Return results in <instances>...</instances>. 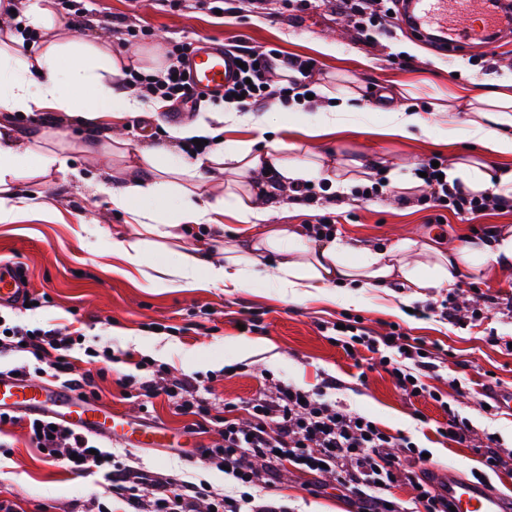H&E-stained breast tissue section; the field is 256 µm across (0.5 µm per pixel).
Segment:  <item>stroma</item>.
<instances>
[{
  "label": "stroma",
  "mask_w": 512,
  "mask_h": 512,
  "mask_svg": "<svg viewBox=\"0 0 512 512\" xmlns=\"http://www.w3.org/2000/svg\"><path fill=\"white\" fill-rule=\"evenodd\" d=\"M210 0H82L88 18L79 30L70 17L57 12L60 37L88 41L108 39L113 50L137 56L148 49L166 50L174 41L210 40L227 47L246 45L279 56L313 59L311 79L319 86L350 89L360 95L358 111L344 119V128L321 142L308 145L325 166L342 175L360 173L362 185L344 198L330 193L325 178H317V195L310 213L289 192L272 196L274 224L311 228L329 224L342 243L353 248L397 246L411 239L431 243L442 253L465 245L491 242L503 227L512 226V210L489 205L484 216L466 215L438 206L418 189L403 190L415 181L419 164L431 156L475 153L488 165L512 167V157L497 156L467 142H449V115L435 109L437 93L452 86L483 89L512 75V45L491 53L446 57L420 43L404 29L386 27L373 40H364L341 12L337 0H311L307 9H289L288 0H227L223 14L209 9ZM128 17L145 31L126 40L110 24ZM329 44L322 53L320 44ZM330 99L321 97L291 113L277 102L253 110V124L225 129L227 141L253 140L259 134L294 140L300 127L316 123ZM399 105L418 112L427 130L401 140L374 135L387 121L386 111ZM50 121L37 112H12L6 120L15 137L30 145L41 137L46 156L34 160L15 181L17 191L34 203L56 210L51 220L30 217L0 223V262H21L31 283L36 310L0 307V316L31 327L68 326L97 337L111 347L115 362L92 364L98 372V401L122 414H146L149 422L185 432L188 418L176 415L166 397L154 399L150 412L125 399L118 384L126 375L142 377L138 364L153 361L163 371L194 374L207 389L214 410L225 403L242 404L274 391L285 382L303 390L321 389L335 379L332 397L351 412L368 417L385 433L406 437L427 449L430 465L450 469L468 479H480L492 491L512 496V414L494 406L492 392L512 387V268L487 261L476 271L462 270L453 287L422 290L409 297L395 286L361 289L358 302H349L345 288L325 294L282 295L273 281L227 291L221 288L151 287L154 267L175 260L177 252L192 250L222 256L226 241L247 234L246 225L225 216L220 228H198L181 241L169 240L164 251L148 250L142 270L132 275L117 271L109 252L113 238L129 234L128 215L110 216L103 199L83 183L48 164L64 156L83 176L107 171L112 184H121L129 160L112 150L113 140L128 151L150 139L154 146L173 149L164 112L128 117L121 128L106 129L51 111ZM95 139L97 154L80 149ZM366 164L356 171L354 161ZM379 183L384 195L364 198L363 186ZM454 307L447 317L444 306ZM253 318L254 331L239 329L241 319ZM357 320L372 335L382 336L399 326L408 336L432 349L434 359L426 383L433 397H406L380 364L377 354L361 351L351 359L333 344L339 320ZM469 421L470 438L458 444L439 436L437 426L450 418ZM196 454L184 449L132 448L108 443L119 464L164 475H177L208 487L211 494L231 488L223 469L200 451L221 444L220 427L209 424L193 437ZM498 448L505 464L497 470L482 465L487 447ZM264 499L287 505L289 512H354L349 494L334 481L312 475L283 474ZM13 512H125L124 499L112 493L103 474L71 471L65 460L49 459L30 442L24 424L0 426V502Z\"/></svg>",
  "instance_id": "35a3bbf8"
}]
</instances>
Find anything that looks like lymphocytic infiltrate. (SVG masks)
I'll return each instance as SVG.
<instances>
[{"mask_svg": "<svg viewBox=\"0 0 512 512\" xmlns=\"http://www.w3.org/2000/svg\"><path fill=\"white\" fill-rule=\"evenodd\" d=\"M363 39H372L374 31L385 28L395 19L396 0H341ZM195 45L174 42L166 52L167 65L154 73H134L125 86L140 97H162L166 102H184L192 93L185 73ZM238 58L244 68L236 80L225 87L224 101L235 102L247 111L255 104L287 100L291 89L277 80L274 53L242 49ZM431 198L440 206L471 218L482 216L486 194L470 192L462 184H448L447 163L420 165ZM342 350L362 347L383 352L398 387L406 396L425 393L419 381L426 370L423 343L410 340L400 330L384 336H372L346 324L336 335ZM79 340L73 333L58 329H30L22 325L0 323V353L25 352L47 365L52 377L63 379L83 395H95L97 384L91 372L76 373L73 351ZM121 387L130 388L138 396L153 399L164 395L176 403L180 415L221 424L224 442L209 449V459L220 460L228 474L240 486V495L206 494L196 484L175 477H159L153 472L132 471L112 464V454H93L94 443L87 435L66 426H53L42 420L40 428L30 431V439L44 454L63 457L77 472L96 468L104 471L112 486L124 497L131 512H286L284 506L255 503L256 492L264 491L279 479L283 468L291 466L311 475H326L352 493L359 501V512H397L390 507L388 491L401 482L415 492L423 512H448L447 502L432 485L416 473L423 460L422 452L406 438H395L372 427L369 419H358L329 397L336 386L327 381L325 390L309 393L290 384H279L274 396H260L248 404V421H241L234 405L224 407L221 415H213L207 399L200 397V382L191 375L173 376L159 382L144 377L124 376Z\"/></svg>", "mask_w": 512, "mask_h": 512, "instance_id": "lymphocytic-infiltrate-1", "label": "lymphocytic infiltrate"}]
</instances>
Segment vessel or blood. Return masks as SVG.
Returning <instances> with one entry per match:
<instances>
[{
    "instance_id": "obj_1",
    "label": "vessel or blood",
    "mask_w": 512,
    "mask_h": 512,
    "mask_svg": "<svg viewBox=\"0 0 512 512\" xmlns=\"http://www.w3.org/2000/svg\"><path fill=\"white\" fill-rule=\"evenodd\" d=\"M398 22L435 51L448 56L512 40V27L504 25L498 0H398ZM233 55L215 43L201 45L190 58L191 84L208 94L222 93L235 72ZM19 264L0 263V305L22 304L29 294ZM0 410L50 417L87 434L141 448L162 446L160 430H138L119 413L106 414L96 402L52 381L0 375ZM437 492L455 512H512V501L454 471L433 469Z\"/></svg>"
}]
</instances>
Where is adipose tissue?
Returning <instances> with one entry per match:
<instances>
[{
    "instance_id": "adipose-tissue-1",
    "label": "adipose tissue",
    "mask_w": 512,
    "mask_h": 512,
    "mask_svg": "<svg viewBox=\"0 0 512 512\" xmlns=\"http://www.w3.org/2000/svg\"><path fill=\"white\" fill-rule=\"evenodd\" d=\"M25 15L31 26L50 32L51 37L32 53L0 51V112L52 108L113 125L144 109L139 98L117 89L129 58L113 53L104 43L56 38L57 22L46 0H28ZM33 69L42 73L40 82L28 79ZM448 97L463 103L469 112L466 121L449 127V138L479 141L498 155H512V79L500 80L494 89L483 92L456 86L449 89ZM292 148V143L281 139L267 142L260 151L250 140L217 142L210 151L186 164L166 160L164 150L157 147L137 148L121 186H112L103 179L93 184L109 208L134 215L137 221L135 234L113 240V256L127 269L137 271L144 264L150 239L173 238L178 228L190 231L201 225L220 226L228 211L222 199L208 194L200 179L201 170H229L245 177L272 168L284 183L292 185L323 174L320 161L289 159ZM33 157L32 148H20L10 131H0L2 224L16 222L30 209L27 198L14 190L13 182L27 170ZM448 179L473 192H512L511 169L494 170L473 159L453 161ZM226 191L234 198L229 212L239 223L260 227L259 237L225 247L220 262L183 254L177 264L157 267L150 284L184 288L202 280L227 291L249 288L260 278L258 265L266 254L280 257L275 287L294 296H312L337 282L379 286L396 278L413 288H440L454 285L462 268L482 264L486 259L512 263V226L502 230L490 247L473 242L446 255L434 252L427 244L407 240L394 251L364 250L357 261L351 262L336 240L317 241L308 238L298 225L269 223V208L258 205L253 194H238L233 184L227 185ZM429 254L434 255V262L422 263V256Z\"/></svg>"
}]
</instances>
